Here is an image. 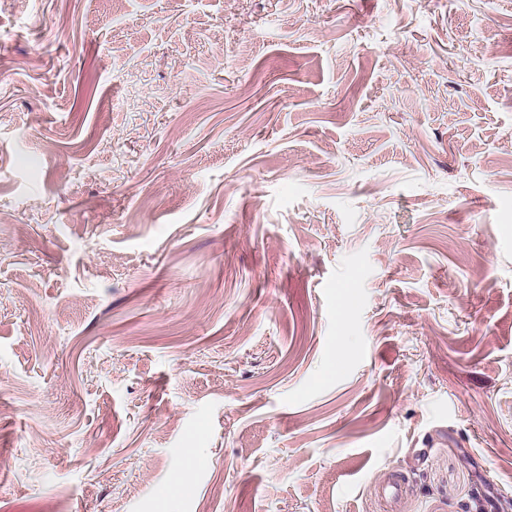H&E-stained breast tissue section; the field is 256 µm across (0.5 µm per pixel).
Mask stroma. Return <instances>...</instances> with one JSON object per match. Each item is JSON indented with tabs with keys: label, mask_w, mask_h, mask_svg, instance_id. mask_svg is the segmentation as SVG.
<instances>
[{
	"label": "stroma",
	"mask_w": 512,
	"mask_h": 512,
	"mask_svg": "<svg viewBox=\"0 0 512 512\" xmlns=\"http://www.w3.org/2000/svg\"><path fill=\"white\" fill-rule=\"evenodd\" d=\"M393 471L512 512V0H0V512Z\"/></svg>",
	"instance_id": "stroma-1"
}]
</instances>
